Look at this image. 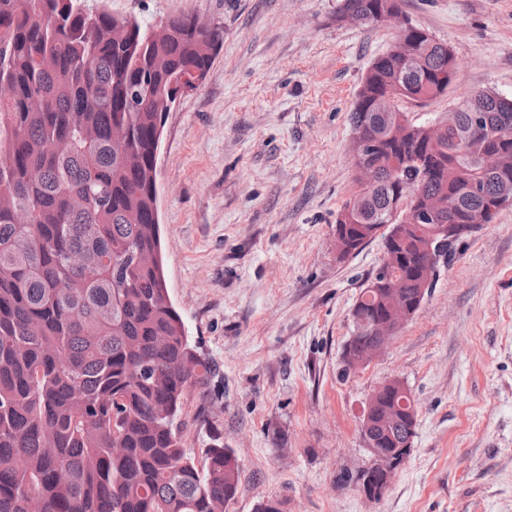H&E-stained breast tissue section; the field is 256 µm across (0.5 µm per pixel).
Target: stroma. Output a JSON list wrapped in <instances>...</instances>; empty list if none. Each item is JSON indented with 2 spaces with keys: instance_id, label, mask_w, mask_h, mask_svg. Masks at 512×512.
<instances>
[{
  "instance_id": "35a3bbf8",
  "label": "stroma",
  "mask_w": 512,
  "mask_h": 512,
  "mask_svg": "<svg viewBox=\"0 0 512 512\" xmlns=\"http://www.w3.org/2000/svg\"><path fill=\"white\" fill-rule=\"evenodd\" d=\"M156 23L224 29L200 86L167 113L158 163L169 298L223 376L180 417L199 453L220 435L239 464L226 512H512V205L460 239L419 310L368 365L341 377L352 311L384 253L346 260L336 217L355 190V92L396 23L337 21L339 0H87ZM456 61L442 118L466 96L512 98V0H402ZM415 399L411 453L367 499L362 409L386 379Z\"/></svg>"
}]
</instances>
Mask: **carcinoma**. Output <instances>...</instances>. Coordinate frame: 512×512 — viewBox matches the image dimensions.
<instances>
[{
  "label": "carcinoma",
  "mask_w": 512,
  "mask_h": 512,
  "mask_svg": "<svg viewBox=\"0 0 512 512\" xmlns=\"http://www.w3.org/2000/svg\"><path fill=\"white\" fill-rule=\"evenodd\" d=\"M382 2L342 0L338 10L378 26ZM112 21L85 0H0V512H225L239 482L233 451L215 437L198 458L176 424L186 396L206 391L217 369L167 298L153 195L155 99L207 73L205 46H220L224 30L200 40L189 34L193 18L173 17L156 41L137 21L114 44ZM410 38L403 52L375 58L355 93L353 129L374 143L379 171L354 194L349 231L361 238L391 224L410 195L446 200L458 224L512 196V142L499 168L463 150L479 124L512 134V99L467 97L430 151V123L402 105L444 95L455 59L418 25ZM133 93L152 101L130 112ZM115 124L129 128L126 141L112 139ZM431 232L409 223L397 237L398 287L411 304L424 299ZM384 277L378 269L357 301L352 357L375 342ZM412 418L382 426L372 416L362 433L396 448L411 442Z\"/></svg>",
  "instance_id": "carcinoma-1"
}]
</instances>
